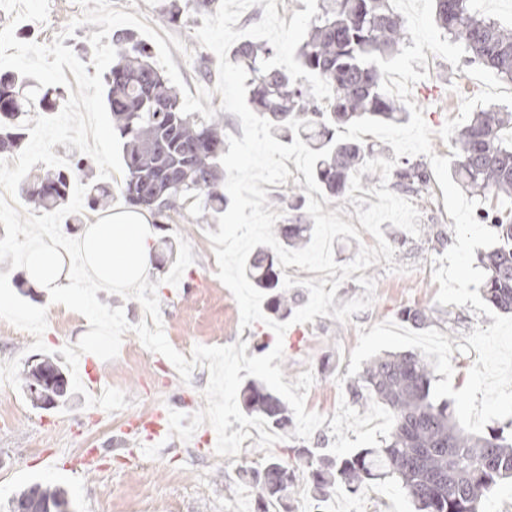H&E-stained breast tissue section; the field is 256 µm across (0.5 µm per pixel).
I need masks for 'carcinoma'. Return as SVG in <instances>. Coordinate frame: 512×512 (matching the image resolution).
Returning a JSON list of instances; mask_svg holds the SVG:
<instances>
[{
    "mask_svg": "<svg viewBox=\"0 0 512 512\" xmlns=\"http://www.w3.org/2000/svg\"><path fill=\"white\" fill-rule=\"evenodd\" d=\"M438 26L465 48L467 62L512 81V28L504 29L480 13L476 0H435ZM216 0H185L166 5L171 23L185 12L196 15L215 11ZM407 34L389 0H320L297 60L307 71L324 78L333 97L328 104L316 100L311 84L292 79L281 68L267 72L260 64L274 55L270 46L242 42L231 52L233 63L248 74L252 111L274 124L271 134L289 141L286 123L298 118L311 124L299 136L330 155L316 162L315 177L322 191L338 199L350 187L352 175L369 159L378 157L370 145L336 141V132L351 122L370 117L401 124L409 113L382 90L383 75L375 64L359 61L361 54L388 60L400 53ZM116 62L104 75L106 105L122 139L125 175L120 191L132 206L151 210L163 227L184 217L188 209L200 219L217 218L229 199L224 193V114L204 119L198 112L182 113L183 101L152 61L151 51L135 33L112 34ZM32 84L13 73L0 74V154L19 149L26 138L23 123L31 112H49L65 101L60 88H48L26 101ZM512 112L490 106L473 113L454 139L452 178L481 201L477 215L493 229L498 242L480 257L485 270L481 297L486 305L512 313V211L503 214L482 204L490 197H512ZM91 166V159L77 156L74 167L47 172L21 184V196L37 209L54 211L68 202L76 171ZM392 188L402 194L420 195L429 190L431 176L422 162L404 160L391 171ZM303 188H292L288 223L274 226L281 245L298 250L312 236L313 225L302 212ZM91 210L112 206V187L92 182L86 192ZM247 278L264 295L266 310L286 320L297 304L295 293L283 287L277 255L256 247L247 261ZM398 316L415 327L429 323L427 312L404 307ZM434 368L420 352L385 353L365 365L348 388L349 400L364 410L371 398L389 411L392 424L385 436L369 448L340 456L321 454L306 445L286 449L287 458L272 456L259 469L247 473L259 491L260 512L280 506L297 473L306 476L315 512L336 495L350 493L370 483L393 481L411 500L414 512H481L486 494L501 482L512 480V421L491 427L482 435L466 432L456 424L446 400L433 396ZM22 389L32 405H55L67 393L62 368L49 358L30 364L21 374ZM244 409L279 431L293 426L285 402L263 384L252 381L241 392ZM49 505L50 512H71V503L59 489L32 485L12 502L16 512Z\"/></svg>",
    "mask_w": 512,
    "mask_h": 512,
    "instance_id": "carcinoma-1",
    "label": "carcinoma"
}]
</instances>
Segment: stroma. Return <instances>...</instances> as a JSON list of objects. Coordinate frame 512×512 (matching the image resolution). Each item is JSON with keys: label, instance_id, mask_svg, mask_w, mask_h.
I'll return each instance as SVG.
<instances>
[{"label": "stroma", "instance_id": "35a3bbf8", "mask_svg": "<svg viewBox=\"0 0 512 512\" xmlns=\"http://www.w3.org/2000/svg\"><path fill=\"white\" fill-rule=\"evenodd\" d=\"M163 0H114L115 9L137 15L162 37L188 90L214 89L218 80V59L201 46L194 33L202 18L189 14L180 24L169 23L161 13ZM76 0H50L47 23L23 21L15 36L23 42L51 44L70 21L80 17ZM428 75L411 88V101L424 111L433 132L434 153L452 154V138L470 120L473 112L488 106L512 110V81L491 75L477 65H451L438 56H428ZM219 224L199 220L186 211L183 219L170 225L166 237L182 236L191 246L193 263L178 285L163 283V273L149 268V282L158 286L161 317L168 340H180L179 351L191 355L195 346H224L246 343L247 355L255 345L282 344L281 368L285 382H295L301 372L313 371L315 382L305 397L307 410L324 416L323 425L312 435L321 453L342 455L374 446L390 426L388 410L372 405L359 410L349 401L345 377L359 333L398 318L399 309L418 306L428 310L430 328L445 334L455 350L452 384L461 389L476 353L457 352L458 344L475 328H488L492 318L472 305L437 304L439 290L432 272L433 262L444 253L426 234L411 238L396 249L392 261H379L364 269L375 282L370 308L352 314L347 322L318 316L308 323L291 325L284 339H277L266 324L257 322L240 328V311L229 289L221 288L213 265L209 232ZM12 290L27 302L46 308L48 326L43 341L51 352L76 344L89 330L87 320L63 305L47 301L37 289L24 285L20 270L8 275ZM35 338L30 333L0 320V371L9 382L0 389V512H8L10 499L21 489L38 484L64 490L72 512H258V491L243 470L260 466L265 454L284 456L287 447L298 444L295 435L261 451L256 438L242 443L239 455L226 457L224 465L202 470L198 459L215 447L217 438L210 425H202L194 441L172 445L169 435L153 438L151 451L131 445L116 451L114 437L127 423L140 422L147 411L176 410L193 414L205 408L203 386L209 380L205 367H197L190 382H183L174 365L164 356L149 354L140 376L123 378L121 359L99 361L102 387L121 383L126 408L112 413L86 407L83 393L68 394L64 404L44 410L33 407L21 389L19 374L34 354ZM94 449L99 472L84 473L69 467L72 457ZM328 512H412V506L394 482L352 494L338 491L327 505Z\"/></svg>", "mask_w": 512, "mask_h": 512}]
</instances>
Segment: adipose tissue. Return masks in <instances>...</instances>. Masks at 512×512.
I'll return each mask as SVG.
<instances>
[{
  "label": "adipose tissue",
  "mask_w": 512,
  "mask_h": 512,
  "mask_svg": "<svg viewBox=\"0 0 512 512\" xmlns=\"http://www.w3.org/2000/svg\"><path fill=\"white\" fill-rule=\"evenodd\" d=\"M157 229L149 211L127 208L93 215L83 224L74 255L104 288L139 284L152 264ZM18 267L31 287L53 299L70 288L67 261L45 240L21 252Z\"/></svg>",
  "instance_id": "obj_1"
}]
</instances>
